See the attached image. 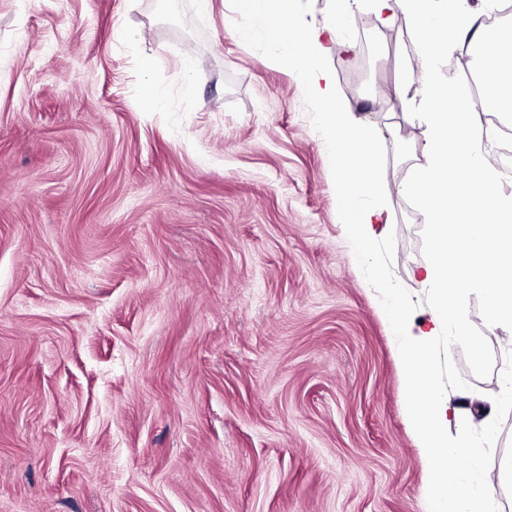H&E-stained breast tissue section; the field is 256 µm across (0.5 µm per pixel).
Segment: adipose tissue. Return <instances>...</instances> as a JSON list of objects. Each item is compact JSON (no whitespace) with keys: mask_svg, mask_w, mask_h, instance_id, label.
<instances>
[{"mask_svg":"<svg viewBox=\"0 0 512 512\" xmlns=\"http://www.w3.org/2000/svg\"><path fill=\"white\" fill-rule=\"evenodd\" d=\"M294 0H241L236 35L261 38L269 57L301 61L311 77L310 90L325 125L328 149L337 167L339 191L351 204L350 222L362 255L372 247V226L383 214V189L376 177V130L353 119L337 101L323 63L330 49L352 51L344 29L349 17L336 16L309 35L290 26ZM388 22L403 16L416 51L419 79L411 100L426 131V164L402 183L403 195L425 210L432 258L421 281L430 289L432 325L416 327L399 296H392L389 319L404 361L405 399L423 448L432 456L429 485L432 512H486L496 492L493 482H476L452 465L479 450L462 438L448 436V399L432 370L433 340L449 329L469 344L474 357L482 345L472 336L461 298L465 288L482 292L490 327L512 326V194L501 189L502 175L489 161L487 140L475 123V101L469 89L443 74L441 63L470 29H477L480 80L489 104L512 112V28L475 27L469 12L449 9L446 0H370ZM368 207H360L361 199Z\"/></svg>","mask_w":512,"mask_h":512,"instance_id":"obj_1","label":"adipose tissue"}]
</instances>
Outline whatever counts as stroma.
<instances>
[{
  "label": "stroma",
  "mask_w": 512,
  "mask_h": 512,
  "mask_svg": "<svg viewBox=\"0 0 512 512\" xmlns=\"http://www.w3.org/2000/svg\"><path fill=\"white\" fill-rule=\"evenodd\" d=\"M237 10L0 0V512H429L387 314L396 292L432 317L427 216L399 191L425 128L382 100L409 27L352 0L375 40L324 57L380 135L364 261L301 64L237 39ZM466 307L483 363L445 332L433 370L480 477L512 458V327Z\"/></svg>",
  "instance_id": "stroma-1"
}]
</instances>
